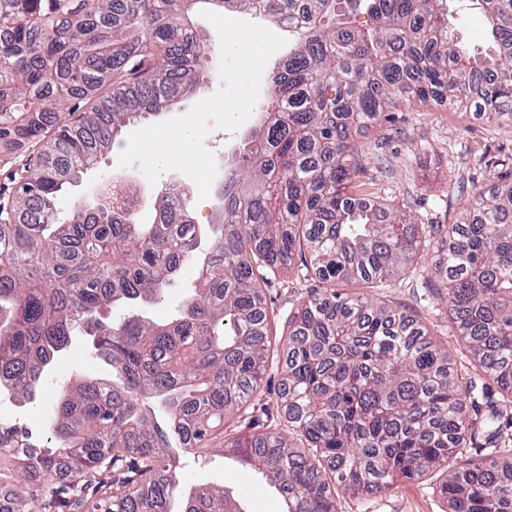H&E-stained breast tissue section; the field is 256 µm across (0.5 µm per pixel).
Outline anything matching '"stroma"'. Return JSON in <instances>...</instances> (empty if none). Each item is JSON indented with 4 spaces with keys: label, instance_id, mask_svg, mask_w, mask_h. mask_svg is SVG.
<instances>
[{
    "label": "stroma",
    "instance_id": "1",
    "mask_svg": "<svg viewBox=\"0 0 512 512\" xmlns=\"http://www.w3.org/2000/svg\"><path fill=\"white\" fill-rule=\"evenodd\" d=\"M454 9L459 41L471 50L486 51L490 42L483 16L463 0H456ZM359 145L373 192L410 202L407 215L413 223L449 224L469 201L462 183L476 180L484 184L491 176L480 163L482 152L512 149V129L445 109L403 105L391 122L361 137ZM318 286L310 274L300 276L292 270L279 275L266 291L269 306L277 311L272 334L287 333L289 312L296 310ZM378 294L390 307L423 323L447 347L457 368L467 366V352L436 289L412 287L407 276L401 275L388 281ZM103 371L102 362L82 343H75L59 362L49 394L34 406L0 396V420L38 431L40 419L55 406L54 392L59 385ZM178 472L184 484L207 483L241 496L245 512H283V500L274 489L246 493V486L256 483L257 478L232 457L219 453L203 461L184 457ZM440 481L436 473L415 483L398 479L386 492L375 496L340 488L336 491L338 512H448L438 490Z\"/></svg>",
    "mask_w": 512,
    "mask_h": 512
}]
</instances>
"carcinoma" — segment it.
<instances>
[{
	"label": "carcinoma",
	"mask_w": 512,
	"mask_h": 512,
	"mask_svg": "<svg viewBox=\"0 0 512 512\" xmlns=\"http://www.w3.org/2000/svg\"><path fill=\"white\" fill-rule=\"evenodd\" d=\"M468 2L489 25L481 56L451 38L448 0H0V155L28 154L0 200V393L33 402L75 336L112 367L61 387L47 446L0 424V456L27 449L22 482L48 485L41 507L21 498L14 512L69 500L84 512H242L176 476L179 455L228 448L285 512H338L335 484L378 495L430 472L449 512H512V155L488 184L471 182L427 272L469 370L417 319L336 289L382 288L426 248L362 181L356 135L404 103L512 126V0ZM202 4L293 36L216 188L217 221L192 223L169 187L150 224L107 197L61 214L59 198L130 124L211 75L212 44L192 20ZM358 12L361 27L338 20ZM189 259L196 287L169 318L145 316ZM295 262L326 288L277 338L264 289ZM235 412L254 430L245 445L225 430Z\"/></svg>",
	"instance_id": "1"
}]
</instances>
